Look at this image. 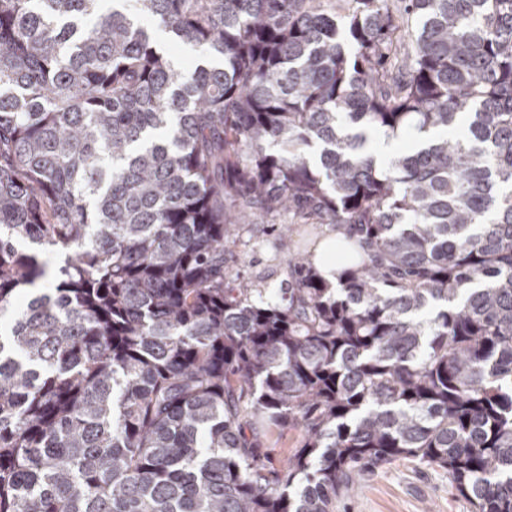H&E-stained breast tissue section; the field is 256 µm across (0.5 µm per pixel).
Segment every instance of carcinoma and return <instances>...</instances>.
I'll return each instance as SVG.
<instances>
[{
  "label": "carcinoma",
  "mask_w": 512,
  "mask_h": 512,
  "mask_svg": "<svg viewBox=\"0 0 512 512\" xmlns=\"http://www.w3.org/2000/svg\"><path fill=\"white\" fill-rule=\"evenodd\" d=\"M343 2L0 0V312L64 252L0 335V512H336L403 460L512 512V0ZM257 222L286 288L226 264ZM168 48L170 59H174L177 63L175 66L180 69H192L200 62V52L194 47L178 43H169Z\"/></svg>",
  "instance_id": "1"
}]
</instances>
